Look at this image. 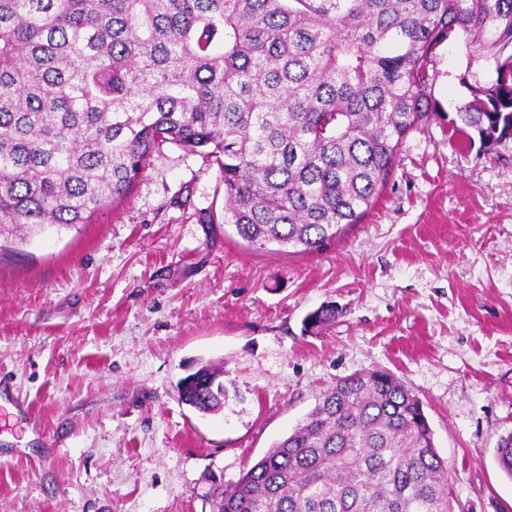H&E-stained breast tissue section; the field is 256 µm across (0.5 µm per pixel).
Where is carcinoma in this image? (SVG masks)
I'll use <instances>...</instances> for the list:
<instances>
[{
    "mask_svg": "<svg viewBox=\"0 0 512 512\" xmlns=\"http://www.w3.org/2000/svg\"><path fill=\"white\" fill-rule=\"evenodd\" d=\"M459 36L470 100L449 128L490 154L512 138V0H0V229L89 223L171 143L217 166L224 224L248 245L317 252L437 114L435 50ZM338 316L322 306L303 331ZM223 373L183 377L182 402L219 411ZM495 459L512 477V431ZM216 498L217 512H454L422 402L381 370L336 380Z\"/></svg>",
    "mask_w": 512,
    "mask_h": 512,
    "instance_id": "1",
    "label": "carcinoma"
}]
</instances>
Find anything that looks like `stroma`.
Returning <instances> with one entry per match:
<instances>
[{"mask_svg":"<svg viewBox=\"0 0 512 512\" xmlns=\"http://www.w3.org/2000/svg\"><path fill=\"white\" fill-rule=\"evenodd\" d=\"M467 55L437 48L439 117L318 252L225 230L217 166L172 144L91 223L0 234V512H213L320 392L373 369L422 401L454 503L512 512V140H451ZM330 302L336 323L302 334ZM202 362L224 367L216 414L179 398Z\"/></svg>","mask_w":512,"mask_h":512,"instance_id":"1","label":"stroma"}]
</instances>
